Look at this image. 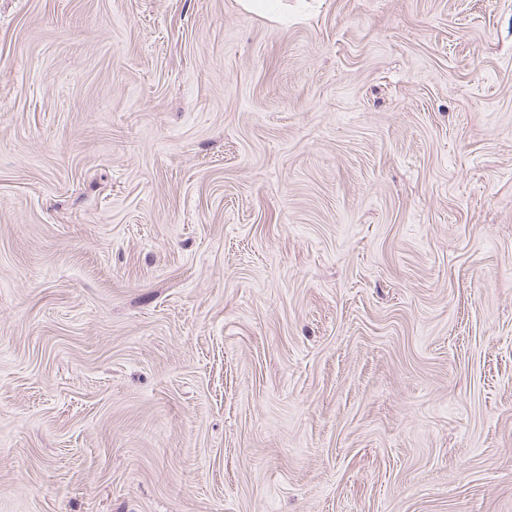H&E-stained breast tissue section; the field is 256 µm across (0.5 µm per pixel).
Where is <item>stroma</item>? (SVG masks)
Here are the masks:
<instances>
[{"mask_svg": "<svg viewBox=\"0 0 512 512\" xmlns=\"http://www.w3.org/2000/svg\"><path fill=\"white\" fill-rule=\"evenodd\" d=\"M0 0V512H512V0Z\"/></svg>", "mask_w": 512, "mask_h": 512, "instance_id": "stroma-1", "label": "stroma"}]
</instances>
